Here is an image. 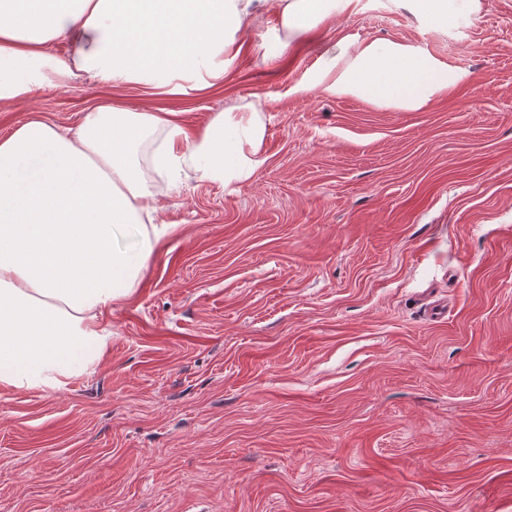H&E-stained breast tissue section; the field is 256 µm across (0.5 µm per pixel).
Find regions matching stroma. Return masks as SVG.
Wrapping results in <instances>:
<instances>
[{
  "label": "stroma",
  "mask_w": 512,
  "mask_h": 512,
  "mask_svg": "<svg viewBox=\"0 0 512 512\" xmlns=\"http://www.w3.org/2000/svg\"><path fill=\"white\" fill-rule=\"evenodd\" d=\"M279 32L267 0L194 99L82 77L0 104V135L105 98L191 136L258 101L266 126L263 164L228 186L142 160L170 231L95 368L0 387V512H512V0L448 29L360 0L281 53ZM347 36L474 81L417 111L286 96Z\"/></svg>",
  "instance_id": "1"
}]
</instances>
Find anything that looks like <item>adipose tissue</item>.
I'll list each match as a JSON object with an SVG mask.
<instances>
[{
    "instance_id": "ef3b65f1",
    "label": "adipose tissue",
    "mask_w": 512,
    "mask_h": 512,
    "mask_svg": "<svg viewBox=\"0 0 512 512\" xmlns=\"http://www.w3.org/2000/svg\"><path fill=\"white\" fill-rule=\"evenodd\" d=\"M264 0H0V103L88 75L192 98L221 83L239 38ZM358 0H277L289 47ZM64 41L66 59L48 48ZM467 71L407 43L348 38L324 45L310 72L287 89L303 97L370 100L413 111L468 86ZM261 104L217 113L188 136L173 111H130L102 101L74 127L29 113L0 137V386L62 391L112 346L103 318L136 287L168 227L138 151L160 142L161 175L192 169L225 184L262 164Z\"/></svg>"
}]
</instances>
